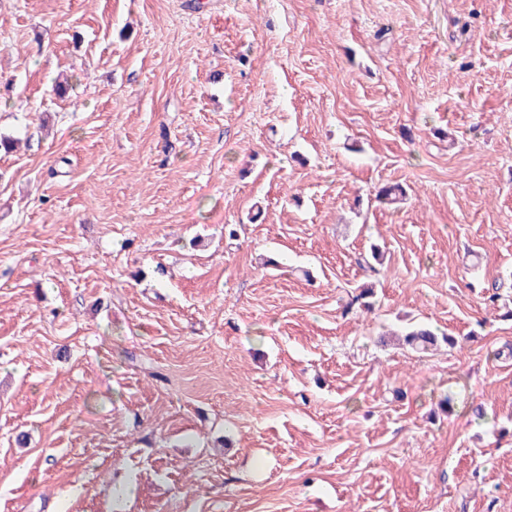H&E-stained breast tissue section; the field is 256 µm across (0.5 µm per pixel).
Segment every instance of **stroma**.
Returning <instances> with one entry per match:
<instances>
[{"label":"stroma","mask_w":512,"mask_h":512,"mask_svg":"<svg viewBox=\"0 0 512 512\" xmlns=\"http://www.w3.org/2000/svg\"><path fill=\"white\" fill-rule=\"evenodd\" d=\"M0 134V512H512V0H0Z\"/></svg>","instance_id":"obj_1"}]
</instances>
